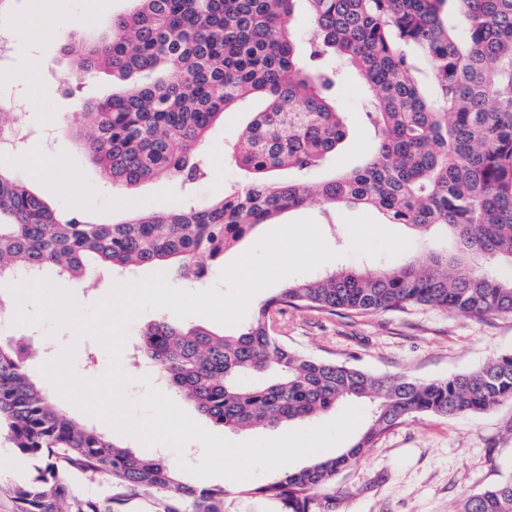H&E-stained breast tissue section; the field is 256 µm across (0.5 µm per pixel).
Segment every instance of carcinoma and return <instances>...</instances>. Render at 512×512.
Listing matches in <instances>:
<instances>
[{"label": "carcinoma", "instance_id": "cac0c4a2", "mask_svg": "<svg viewBox=\"0 0 512 512\" xmlns=\"http://www.w3.org/2000/svg\"><path fill=\"white\" fill-rule=\"evenodd\" d=\"M299 5L311 22L304 36L289 26ZM450 8L466 18L465 32L448 28ZM64 51L84 77L108 73L122 84L82 113V149L108 186L197 180L211 127L260 97L264 107L231 152L246 179L202 208L178 201L99 224L51 210L0 153V281L21 270L85 281L103 268L123 275L153 265L192 285L256 226L313 206H366L422 234L440 227L455 248L290 282L229 333L144 324L142 357L216 426L264 429L348 402L372 405L350 448L239 491L187 484L162 456L74 422L27 372L33 337L0 329V426L18 460L39 462L26 482L0 486L13 512H131L139 501L149 512H225L237 492L262 497L269 512H321L318 494L336 475L414 415H472L512 401V354L424 382L300 355L275 329L290 310L512 315V277L496 272L512 268V0H132L109 35L71 32ZM347 70L366 89L361 120L374 144L361 166L315 181L349 135L329 95ZM457 512H512V480L465 496Z\"/></svg>", "mask_w": 512, "mask_h": 512}]
</instances>
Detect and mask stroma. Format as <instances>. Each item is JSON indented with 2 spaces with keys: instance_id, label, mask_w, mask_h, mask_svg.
<instances>
[{
  "instance_id": "obj_1",
  "label": "stroma",
  "mask_w": 512,
  "mask_h": 512,
  "mask_svg": "<svg viewBox=\"0 0 512 512\" xmlns=\"http://www.w3.org/2000/svg\"><path fill=\"white\" fill-rule=\"evenodd\" d=\"M130 0H17L18 15H42L51 31L31 26L17 37L13 74L25 101V119L36 136L16 156L13 170L54 209L79 212L93 222L123 220L139 208H161L170 200L202 206L235 188L244 178L227 159L235 135L258 111L253 99L227 112L210 131L205 146L206 173L191 183L156 179L111 191L76 146L82 128L72 114L80 100L107 98L112 79L102 74L78 82L75 95L63 83L72 70L61 51L67 29L86 34L106 31L113 16L125 13ZM337 107L346 113L349 138L336 158L339 168L360 165L373 138L360 120L364 91L356 80L334 90ZM360 206L325 214L320 208L290 211L275 219L282 226L313 219L326 242L343 254V265L377 269L403 265L423 252L420 242L395 258L348 254L345 216L363 214ZM35 339L50 338L55 351L75 346L74 368L86 379L101 376L109 358L96 341L77 339L67 326L51 323L30 328ZM277 334L289 347L378 374L405 375L420 381L473 371L490 359L512 353V316L475 319L426 306L365 315H323L291 311L277 323ZM512 477V401L495 409L453 418L419 414L386 433L366 455L340 473L330 492L332 512H455L463 494Z\"/></svg>"
}]
</instances>
